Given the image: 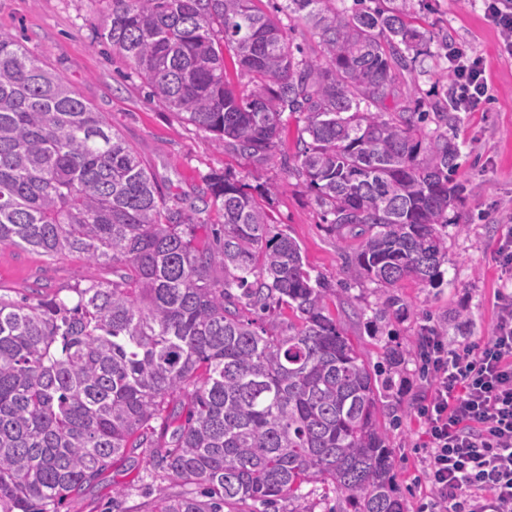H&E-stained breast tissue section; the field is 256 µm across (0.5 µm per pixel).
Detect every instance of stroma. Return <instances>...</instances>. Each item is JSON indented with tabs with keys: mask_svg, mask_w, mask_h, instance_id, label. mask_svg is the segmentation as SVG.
I'll return each instance as SVG.
<instances>
[{
	"mask_svg": "<svg viewBox=\"0 0 512 512\" xmlns=\"http://www.w3.org/2000/svg\"><path fill=\"white\" fill-rule=\"evenodd\" d=\"M111 0H0V30L17 36L25 48L74 86L84 100L142 158L166 196L169 207L189 208L206 191L205 178L230 172L246 184L269 212L275 226L295 239L305 263L337 294L329 309L364 361L375 370L387 411L399 418L386 424L394 450L393 474L404 512H419L426 501L425 463L420 449L425 425L416 408L432 393L416 372L410 350L419 340L426 314L447 319L452 344L491 336L497 295L506 275L498 260L503 223L512 217V57L502 54L496 29L484 16L481 0H410V23L446 46L419 56L411 74L400 80V101L417 102L421 111L444 98L452 70L448 49L466 46L483 57L491 97L477 111L460 113L453 135L460 146L454 182L463 193L448 211V263L440 285L405 279L398 294L405 303L400 318L374 321L369 311L382 292L371 282L349 284L346 254L308 189L288 175L280 158L253 163L229 147L216 146L175 111L149 98L141 79L121 55L106 51L100 34ZM271 194H264L267 185ZM110 271L74 254L49 260L28 250L0 247V288L17 298L41 289L52 295L85 284ZM406 350L401 365L388 364L389 351ZM156 449L143 448L130 462L110 468L61 512H142L159 490L173 492L155 465Z\"/></svg>",
	"mask_w": 512,
	"mask_h": 512,
	"instance_id": "1",
	"label": "stroma"
}]
</instances>
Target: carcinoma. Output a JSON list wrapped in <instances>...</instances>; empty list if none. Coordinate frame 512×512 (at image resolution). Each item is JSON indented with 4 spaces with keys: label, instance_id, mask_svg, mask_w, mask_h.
Returning a JSON list of instances; mask_svg holds the SVG:
<instances>
[{
    "label": "carcinoma",
    "instance_id": "cac0c4a2",
    "mask_svg": "<svg viewBox=\"0 0 512 512\" xmlns=\"http://www.w3.org/2000/svg\"><path fill=\"white\" fill-rule=\"evenodd\" d=\"M111 2L107 44L148 96L217 145L267 161L282 115L302 116L283 166L337 239H359L344 274L383 286L373 320L400 314L391 289L403 280L443 279L448 208L462 191L448 137L457 115L449 100L432 113L386 106L434 41L407 20L408 0H284L319 57L254 0ZM226 50L250 90L229 85ZM206 185L203 207H166L139 154L0 31V247L112 266L71 301L0 294V512H60L140 448L165 449L159 465L183 488L144 512L294 502L317 483L353 512H404L382 394L329 313L333 289L244 184L212 173ZM211 211L222 218V280L212 243L196 241Z\"/></svg>",
    "mask_w": 512,
    "mask_h": 512
}]
</instances>
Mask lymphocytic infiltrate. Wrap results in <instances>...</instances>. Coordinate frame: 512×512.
<instances>
[{"label": "lymphocytic infiltrate", "instance_id": "lymphocytic-infiltrate-1", "mask_svg": "<svg viewBox=\"0 0 512 512\" xmlns=\"http://www.w3.org/2000/svg\"><path fill=\"white\" fill-rule=\"evenodd\" d=\"M451 59L455 108L476 111L489 98L484 61L457 49ZM422 341L431 512H512V293L499 294L487 340L452 347L429 328Z\"/></svg>", "mask_w": 512, "mask_h": 512}]
</instances>
